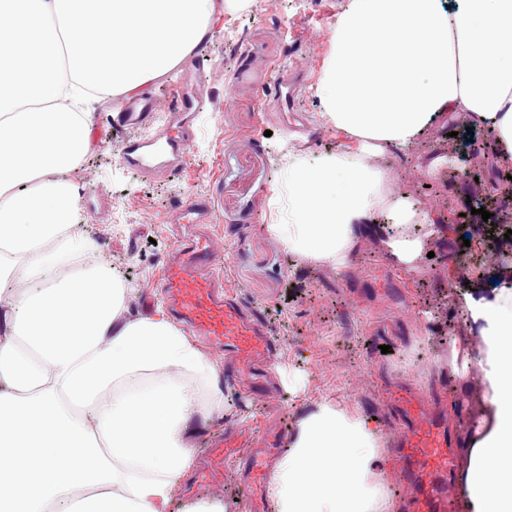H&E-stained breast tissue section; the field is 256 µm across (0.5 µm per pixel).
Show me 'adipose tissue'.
<instances>
[{
	"instance_id": "1",
	"label": "adipose tissue",
	"mask_w": 512,
	"mask_h": 512,
	"mask_svg": "<svg viewBox=\"0 0 512 512\" xmlns=\"http://www.w3.org/2000/svg\"><path fill=\"white\" fill-rule=\"evenodd\" d=\"M218 0H0V512H168L194 467L193 421L224 412L213 363L74 232L68 173L93 147L96 93L137 95L211 38ZM324 117L365 152L409 148L444 111L495 135L512 161V0H350L317 89ZM289 252L344 268L386 214L390 256L412 265L415 217L383 174L338 153L288 168ZM88 257L52 278L61 258ZM489 418L471 441L469 512H512V307L474 292ZM371 417L330 404L301 419L269 489L277 512H388Z\"/></svg>"
}]
</instances>
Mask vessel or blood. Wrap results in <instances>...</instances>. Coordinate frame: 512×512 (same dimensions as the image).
<instances>
[{
    "mask_svg": "<svg viewBox=\"0 0 512 512\" xmlns=\"http://www.w3.org/2000/svg\"><path fill=\"white\" fill-rule=\"evenodd\" d=\"M287 73H280L262 95L272 110L283 111ZM200 94L192 74H185L171 106V125L146 137L124 141L122 161L140 175L182 170L192 137L189 114ZM157 109L150 97H121L115 103L122 123L140 125ZM211 203L193 199L177 204L166 222L179 227L205 223ZM227 244L223 236L205 232L181 237L154 283L147 303L162 306L187 335L201 337L217 354L225 374L263 387L264 369L269 366L274 342L264 323L237 293L224 288L223 265ZM388 396L401 422L394 446L397 472L407 493L401 512H448L458 492L462 450L466 440L448 418L446 399H427L405 384L390 386ZM241 467L247 481L242 512H270L265 486L270 477V457L256 448L250 430L230 429L211 441L207 460L195 470L187 485L188 494L224 493V472Z\"/></svg>",
    "mask_w": 512,
    "mask_h": 512,
    "instance_id": "vessel-or-blood-1",
    "label": "vessel or blood"
}]
</instances>
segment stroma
I'll list each match as a JSON object with an SVG mask.
<instances>
[{"instance_id":"35a3bbf8","label":"stroma","mask_w":512,"mask_h":512,"mask_svg":"<svg viewBox=\"0 0 512 512\" xmlns=\"http://www.w3.org/2000/svg\"><path fill=\"white\" fill-rule=\"evenodd\" d=\"M349 0H226L215 35L195 58L206 74V97L194 124L188 160L178 174L144 177L121 161L119 148L136 128L121 126L112 99L94 106L93 151L68 174L79 191L80 231L112 258L115 275L133 288L132 308L150 293L173 246L169 210L193 197L211 202L209 228L228 247L224 283L260 309L277 345L272 373L282 397L276 407L251 400L232 381L224 383V413L191 425L195 448H205L222 427L249 425L258 432L292 436L298 422L323 403L354 408L374 417L378 450L391 452L398 426L384 395L385 381L408 378L430 393L447 392L463 408L460 427L473 436L486 394L481 367L471 363L454 374L452 346L478 350L480 327L465 308L464 282H481L487 296L512 294L502 267L480 261L484 240L476 225L458 224L449 236L426 238L425 252L412 267L386 255L385 216L350 254L343 270L304 262L268 232L288 221L289 165L346 151L360 155L357 138L328 123L314 95L334 48L338 17ZM289 66L304 86L285 116L267 115L262 91ZM461 119L435 116L405 149L373 157L394 197L412 204L414 228L426 214L469 213L466 200L488 193L512 171L496 163L488 127L473 129L468 163L473 175L461 179L445 163ZM470 246L459 259L457 251ZM390 353H381V346Z\"/></svg>"}]
</instances>
